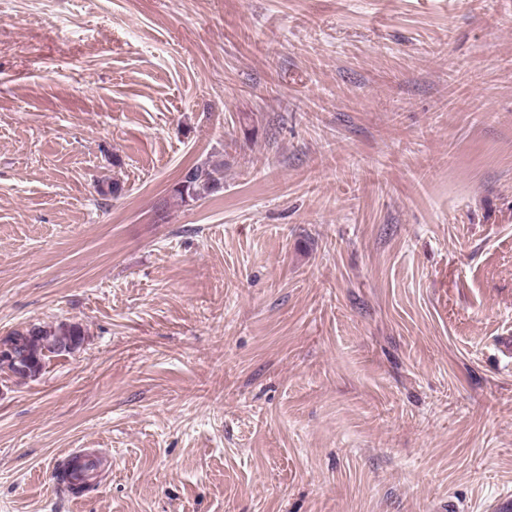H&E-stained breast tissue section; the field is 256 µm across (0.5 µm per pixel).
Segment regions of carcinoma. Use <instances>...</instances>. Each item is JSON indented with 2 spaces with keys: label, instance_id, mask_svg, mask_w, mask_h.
Here are the masks:
<instances>
[{
  "label": "carcinoma",
  "instance_id": "1",
  "mask_svg": "<svg viewBox=\"0 0 512 512\" xmlns=\"http://www.w3.org/2000/svg\"><path fill=\"white\" fill-rule=\"evenodd\" d=\"M224 179V156L217 152L182 171L170 190L169 199L187 204L219 190ZM84 341V333L76 323L56 326L33 325L15 330L4 338L12 356L0 358V371L5 369L20 379H35L42 374L46 361L53 355L72 354ZM102 460L94 454L69 458L59 472L62 481L78 493L93 485Z\"/></svg>",
  "mask_w": 512,
  "mask_h": 512
}]
</instances>
